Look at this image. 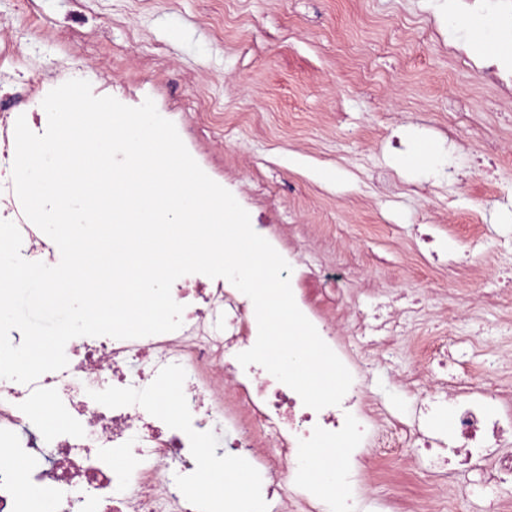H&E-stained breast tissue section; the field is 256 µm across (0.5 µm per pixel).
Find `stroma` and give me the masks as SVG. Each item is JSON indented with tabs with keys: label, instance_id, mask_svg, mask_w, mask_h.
<instances>
[{
	"label": "stroma",
	"instance_id": "1",
	"mask_svg": "<svg viewBox=\"0 0 512 512\" xmlns=\"http://www.w3.org/2000/svg\"><path fill=\"white\" fill-rule=\"evenodd\" d=\"M98 29L95 49L62 45L35 32L21 0H0V33L17 44V72H51L69 63V77L93 54H111L112 79L140 75L189 103L193 92L234 115L220 156L225 176L247 189L278 193L272 212L251 220L308 224L300 238L316 270L357 267L373 296L349 289L372 314L401 312L407 335L385 350L358 347L370 395L397 413L414 394L401 385L424 367L434 338L468 327L484 349L453 351L448 366L480 381L492 365L512 363V340L496 335L499 313L470 316L471 298L498 288L486 261L512 264V69L492 54L474 56L457 37L478 16L448 11L445 0H86ZM195 76V90L177 86ZM449 152L454 169L412 166L409 136ZM320 169L333 180L317 178ZM435 248L483 266L481 275L448 288L418 253L419 236ZM432 483L458 498V512H483L489 499L512 502V478L488 489L476 470L450 464Z\"/></svg>",
	"mask_w": 512,
	"mask_h": 512
}]
</instances>
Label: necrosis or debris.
Listing matches in <instances>:
<instances>
[{
    "label": "necrosis or debris",
    "mask_w": 512,
    "mask_h": 512,
    "mask_svg": "<svg viewBox=\"0 0 512 512\" xmlns=\"http://www.w3.org/2000/svg\"><path fill=\"white\" fill-rule=\"evenodd\" d=\"M84 15V9H77L71 21L51 27L37 12L29 17L36 31H50L58 43L89 45L99 34ZM15 55L13 42L0 39V219L18 227L24 259L49 264L56 245L27 219L13 186L15 112H30V129L41 133L48 121L42 101L66 82L67 71L20 76L13 69ZM133 86L157 98L165 119L178 118L207 131L223 124L202 93H194L187 112L152 80L139 79ZM255 230L281 250L300 290L297 306L353 377L341 405L313 410L262 366H241L238 353L258 334L251 304L226 279L186 275L171 290L184 307L179 329L135 339L77 337L66 345L70 358L65 369L45 373L31 384L0 379V447L18 449L20 459L35 469L23 492L13 467L0 465V512H23L33 499L44 502L47 512H199L197 498L172 489L170 472L198 473L236 460L242 451L252 470L271 477L268 493L277 491L278 481H288L290 512H357L348 496L330 504L313 496L298 466L302 449L339 440L350 450L343 470L357 479L382 472L384 460L376 449L384 439L375 432L381 406L362 393L360 365L327 317L343 308L354 332H365L369 324L359 310L348 307L344 275L331 276L328 304L310 291L316 274L297 247L288 244L290 237L304 235V225L259 224ZM172 373L178 376L182 410L174 421L141 403L159 379ZM34 398L57 408L78 404L85 431L76 438L47 437L24 410ZM447 401L454 404L450 437L425 435L420 420ZM414 418L411 425L397 417L389 423L408 444L426 449V471H441L459 457L479 470L485 485L512 477V454L497 448L512 440V392L491 382L460 379L448 389L430 387L420 393Z\"/></svg>",
    "instance_id": "4bbe7bcc"
}]
</instances>
